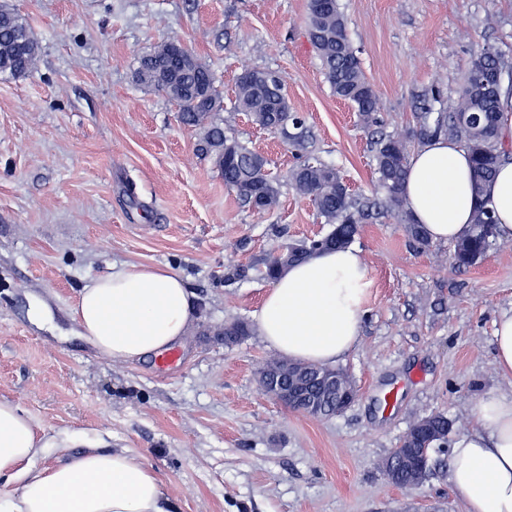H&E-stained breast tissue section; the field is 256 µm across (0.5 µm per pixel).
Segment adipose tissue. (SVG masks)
<instances>
[{"label": "adipose tissue", "instance_id": "obj_1", "mask_svg": "<svg viewBox=\"0 0 512 512\" xmlns=\"http://www.w3.org/2000/svg\"><path fill=\"white\" fill-rule=\"evenodd\" d=\"M500 241L512 240V163L500 166L484 196ZM478 198L467 148L438 138L409 156L404 205L430 242L448 243L470 224ZM370 285L359 249L319 252L288 268L265 293L255 318L267 345L293 360L333 363L360 339ZM73 319L99 353L134 362L185 335L192 296L171 270L131 263L94 277L79 293ZM476 424L456 438L450 480L465 512H512V397L490 393L472 408ZM17 403L0 399V475L20 483L0 512H171L161 480L124 450L87 440V452L34 468L56 447Z\"/></svg>", "mask_w": 512, "mask_h": 512}]
</instances>
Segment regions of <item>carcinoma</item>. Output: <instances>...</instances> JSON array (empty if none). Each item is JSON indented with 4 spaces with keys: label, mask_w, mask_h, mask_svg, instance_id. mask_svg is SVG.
Listing matches in <instances>:
<instances>
[{
    "label": "carcinoma",
    "mask_w": 512,
    "mask_h": 512,
    "mask_svg": "<svg viewBox=\"0 0 512 512\" xmlns=\"http://www.w3.org/2000/svg\"><path fill=\"white\" fill-rule=\"evenodd\" d=\"M305 27L309 43L321 62L326 81L336 98L350 103L366 124L376 123L380 97L367 78L358 50L351 42L338 0L322 5L307 0ZM170 41L155 47L138 60V81L167 96L177 108V118L185 126L199 131L197 151L211 160L224 177V184L246 205L268 198V207L279 201L278 183L266 170L267 160L238 138L224 130L218 113L223 110V97L216 87L210 66L195 57L177 66L171 60ZM40 50L26 21L18 14L0 9V74L21 76L33 65ZM512 71V59L499 49L480 47L471 53L464 82L455 97H448L446 111L436 114L430 107L418 113L415 137L426 141L438 136L464 143L473 162V185L477 195L495 178L499 166L512 158V148L498 134L503 117L501 100L512 88L496 83L495 76ZM250 77L237 79L235 107L246 113L260 127L273 133L287 122L302 128L288 144L297 152L298 164L290 172L297 193L309 198L324 223L341 225L344 245L358 234L367 217L369 204L349 191H343L336 168L320 161L310 150V131L305 119L288 105L284 77L277 71L246 70ZM409 143L395 136H382L375 141L377 188L388 210L403 224L412 241L427 244L420 225L410 221L404 207L403 186L408 172ZM495 224L483 202H478L472 222L455 242L453 253L457 266L469 267L487 254L497 242V234L488 235L484 226ZM321 367L310 366L304 377L309 384L307 401L314 404L321 418L337 415L339 398L324 392L315 383Z\"/></svg>",
    "instance_id": "obj_1"
}]
</instances>
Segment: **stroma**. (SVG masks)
Instances as JSON below:
<instances>
[{"mask_svg": "<svg viewBox=\"0 0 512 512\" xmlns=\"http://www.w3.org/2000/svg\"><path fill=\"white\" fill-rule=\"evenodd\" d=\"M338 4L381 99L369 127L324 78L306 0H0L41 45L30 74L0 75V399L58 438L46 462L103 438L157 472L174 512H465L448 451L416 489L380 464L419 417L445 414L456 437L478 398L512 396L493 358L494 322L512 309V242L455 269L449 245H417L386 208L365 220L353 242L370 279L361 339L336 362L358 396L338 416L261 391L279 354L259 329L224 342L225 324L252 321L270 287L225 281L229 268L330 230L290 184L293 148L235 110L238 75L281 71L315 155L371 200L376 134L411 136L423 94L455 93L474 44L512 52V0ZM174 37L212 68L225 129L267 158L274 209L244 206L168 98L136 82L138 57ZM125 263L167 267L193 295L197 319L170 362L112 360L72 319L80 289Z\"/></svg>", "mask_w": 512, "mask_h": 512, "instance_id": "obj_1", "label": "stroma"}]
</instances>
